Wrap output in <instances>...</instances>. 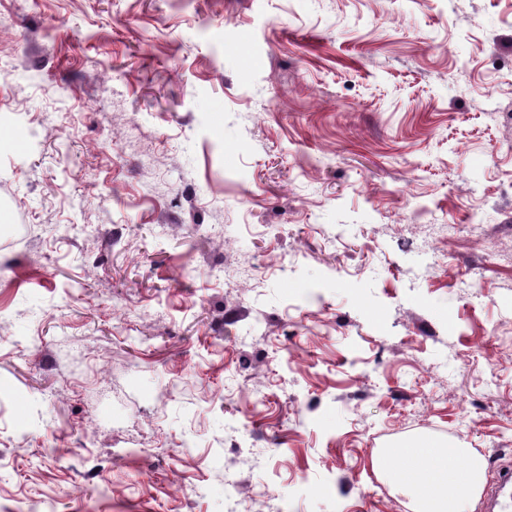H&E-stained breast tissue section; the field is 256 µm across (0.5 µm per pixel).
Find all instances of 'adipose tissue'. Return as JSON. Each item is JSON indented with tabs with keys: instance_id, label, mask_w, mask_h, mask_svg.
Listing matches in <instances>:
<instances>
[{
	"instance_id": "obj_1",
	"label": "adipose tissue",
	"mask_w": 512,
	"mask_h": 512,
	"mask_svg": "<svg viewBox=\"0 0 512 512\" xmlns=\"http://www.w3.org/2000/svg\"><path fill=\"white\" fill-rule=\"evenodd\" d=\"M388 459L391 485L416 512H475L485 480L481 459L429 437L392 448Z\"/></svg>"
}]
</instances>
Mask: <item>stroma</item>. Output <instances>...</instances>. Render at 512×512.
Here are the masks:
<instances>
[{
  "instance_id": "stroma-1",
  "label": "stroma",
  "mask_w": 512,
  "mask_h": 512,
  "mask_svg": "<svg viewBox=\"0 0 512 512\" xmlns=\"http://www.w3.org/2000/svg\"><path fill=\"white\" fill-rule=\"evenodd\" d=\"M0 59V512L512 468V0H0Z\"/></svg>"
}]
</instances>
